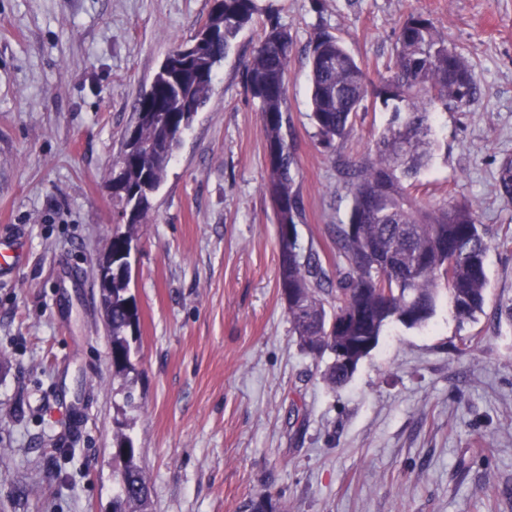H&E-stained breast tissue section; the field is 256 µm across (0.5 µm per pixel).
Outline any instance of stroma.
<instances>
[{
	"instance_id": "1",
	"label": "stroma",
	"mask_w": 512,
	"mask_h": 512,
	"mask_svg": "<svg viewBox=\"0 0 512 512\" xmlns=\"http://www.w3.org/2000/svg\"><path fill=\"white\" fill-rule=\"evenodd\" d=\"M213 0H0V232L25 258L0 280V512H112L116 422L140 452L149 512H512V0H260L294 41L290 140L302 252L344 267L336 227L345 164L391 113L370 97L329 152L309 119L305 48L328 31L370 77L386 73L409 13L430 16L474 66L478 94L436 113L419 198L469 201L492 236L488 299L458 324L391 326L345 387L304 354L278 294L279 245L260 103L241 32L173 152L131 256L140 312L134 368L112 369L98 265L125 231L109 188L139 93ZM79 405L81 421L69 420Z\"/></svg>"
}]
</instances>
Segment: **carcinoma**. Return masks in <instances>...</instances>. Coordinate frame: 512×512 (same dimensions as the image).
I'll return each mask as SVG.
<instances>
[{
    "instance_id": "carcinoma-1",
    "label": "carcinoma",
    "mask_w": 512,
    "mask_h": 512,
    "mask_svg": "<svg viewBox=\"0 0 512 512\" xmlns=\"http://www.w3.org/2000/svg\"><path fill=\"white\" fill-rule=\"evenodd\" d=\"M261 11L258 0H216L204 22L209 37L197 46L201 31L177 45L159 66L150 91L135 103L139 147L116 162L112 181L127 196L112 194L121 208L135 204L141 220L152 208L173 150L194 116L206 105L214 69L231 42ZM294 43L277 16L267 14L264 35L241 61L246 85L260 102L267 157V187L278 225V288L302 350L321 358L331 354L322 380L333 390L347 384L359 362L377 346L388 326L429 324L438 302L446 299L459 324L485 312L489 231L464 201L423 203L416 176L432 158L434 116L439 108H463L477 94L472 65L439 33L422 12L400 22L395 56L376 95L391 106V120L367 155L346 164L351 209L348 223L336 229V246L347 267L331 278L318 254L303 253L296 227L304 205L294 187L297 159L288 141L290 115L286 74ZM311 78L310 120L328 151L348 138L369 94L366 72L338 38L319 32L307 54ZM499 195L512 202V158L497 173ZM137 225L112 235V282L100 284L101 304L112 335V368L132 369L133 343L140 316L129 292L131 250ZM347 347L348 368L336 362V349ZM119 462V492L112 512H146L150 487L130 436H112ZM248 512H277L267 494L251 499Z\"/></svg>"
}]
</instances>
